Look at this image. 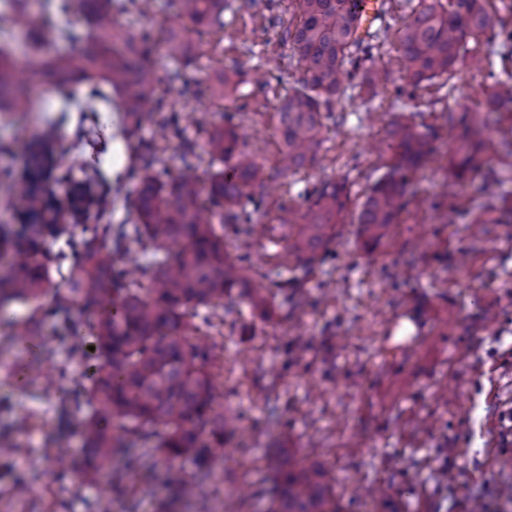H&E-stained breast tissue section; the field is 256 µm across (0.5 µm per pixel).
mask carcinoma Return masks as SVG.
<instances>
[{
    "label": "carcinoma",
    "instance_id": "cac0c4a2",
    "mask_svg": "<svg viewBox=\"0 0 512 512\" xmlns=\"http://www.w3.org/2000/svg\"><path fill=\"white\" fill-rule=\"evenodd\" d=\"M294 16L282 34L281 45L304 68L299 87L284 100L275 135L281 143V173L295 174L314 159L322 143L325 111L350 88L372 89L375 51L380 34H356L355 0H291ZM488 0H417L416 7L397 29L399 50L406 61L407 84L418 88L463 68L482 70L496 54L500 18L487 8ZM177 22L155 39L124 29L118 17L132 10L151 9V0H79L83 23L71 22L73 0H39L41 23L31 36L32 46L49 42L71 45L67 54L33 59L19 72L9 52L0 50V109L30 111L37 87H88L80 98L62 104L60 111L80 113L91 125L79 139L84 147L106 143L101 112H117L112 135L142 147L139 132L144 120L162 110L157 103L155 78L146 66L158 52L175 64L173 81L198 56L194 35L224 26V0H173ZM29 16V0H5L0 32L8 34ZM497 108L512 105V78L499 80L488 94ZM187 115L175 114L161 129L165 140L181 139L180 174L165 182L154 173L156 149L137 153L144 171L136 191L132 223H112L107 191L97 194L100 175L91 161L80 164L82 178L71 177L56 153L59 119L47 116L30 142L22 181L11 195L13 209L23 223L0 225V249L14 250L7 270L0 272V309L12 302L54 299L53 312L63 316L71 342L65 355L84 350L88 329L102 363L90 383L74 400L77 410L88 407L82 439L90 472L105 483L139 472L137 448L156 446L169 467V482L184 497L194 496L212 476L207 449L224 445V415L217 411L210 368L219 359L216 344L195 323L198 307L217 310L224 298H248L261 306L266 297L252 286L241 261L224 252V233L216 224H243L249 234L266 213L236 211L242 199L271 178L264 165L241 148L233 127L209 132L199 145L186 139ZM458 133L448 159V173L458 177L485 163L488 144L481 117L467 106L449 112ZM394 162L372 186L359 211L363 234L379 239L396 223L403 207L408 174L432 161L425 135L402 116L388 126ZM216 167L201 202L195 170L202 160ZM70 183L69 205L74 216L87 220L96 208L95 223L77 234L57 223L59 209L44 191L46 181ZM348 206L345 186L329 182L317 192L304 223L285 224L289 250L301 265L317 260L335 236L336 224ZM137 243L147 261L138 276L116 269L130 243ZM66 270L63 284L52 285L51 266ZM41 322L31 316L13 326L23 342L40 339ZM115 418L132 426L120 427L123 442L109 433ZM193 451L198 468L185 474L175 462ZM267 466L284 476L272 492L268 512H338L332 471L314 465L293 466L285 451L267 459Z\"/></svg>",
    "mask_w": 512,
    "mask_h": 512
}]
</instances>
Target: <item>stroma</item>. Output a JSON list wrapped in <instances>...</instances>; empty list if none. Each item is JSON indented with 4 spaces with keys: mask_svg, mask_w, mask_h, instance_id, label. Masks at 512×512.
Wrapping results in <instances>:
<instances>
[{
    "mask_svg": "<svg viewBox=\"0 0 512 512\" xmlns=\"http://www.w3.org/2000/svg\"><path fill=\"white\" fill-rule=\"evenodd\" d=\"M223 29L206 28L199 57L169 83V63L152 57L164 109L145 123L152 140L168 106L193 113L187 136L203 142L213 127L237 124L240 141L273 172L269 187L244 200L268 223L298 224L325 183L346 184L348 212L336 236L308 268L285 263L284 246L253 240L245 266L255 286L289 280L306 300L295 310L270 303L261 315L248 301L224 308L222 351L213 367L219 412L233 416L228 447L210 458L211 480L192 499L165 486L161 452L143 449L141 472L114 490L84 470L80 414L59 423L57 410L87 385L92 351L69 362L40 348L6 341L0 326V443L20 448L0 478V512H265L273 474L269 452L286 449L291 464L336 473L339 512H512L500 495L512 483V107L489 112L486 72L461 70L398 95L405 69L394 35L411 7L387 0L371 101L347 90L325 119L312 166L280 174L273 135L280 104L303 68L278 38L292 17L288 0H228ZM245 61L230 99L218 98L223 69ZM41 87L27 112L0 111V168L21 172L45 105L74 96ZM459 105L488 112L490 163L452 180L448 148L456 134L448 112ZM405 113L427 134L433 162L409 175L405 207L380 241L367 242L356 217L394 151L387 127ZM308 352L295 360L296 342ZM66 366L54 393L28 372ZM62 449L57 463L52 449ZM31 491L14 495L15 476Z\"/></svg>",
    "mask_w": 512,
    "mask_h": 512,
    "instance_id": "obj_1",
    "label": "stroma"
}]
</instances>
